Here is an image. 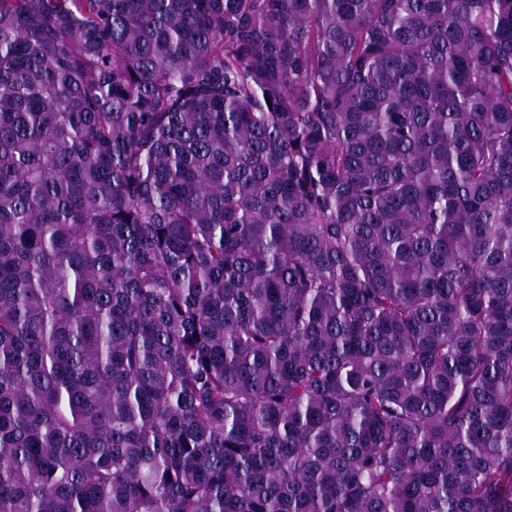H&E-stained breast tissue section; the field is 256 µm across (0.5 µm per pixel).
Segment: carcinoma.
<instances>
[{
    "mask_svg": "<svg viewBox=\"0 0 512 512\" xmlns=\"http://www.w3.org/2000/svg\"><path fill=\"white\" fill-rule=\"evenodd\" d=\"M0 512H512V0H0Z\"/></svg>",
    "mask_w": 512,
    "mask_h": 512,
    "instance_id": "obj_1",
    "label": "carcinoma"
}]
</instances>
